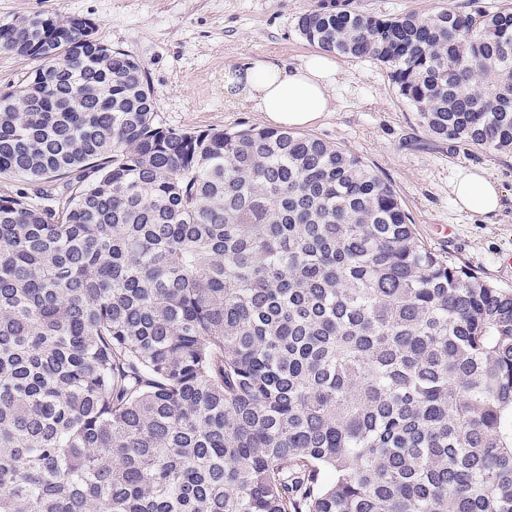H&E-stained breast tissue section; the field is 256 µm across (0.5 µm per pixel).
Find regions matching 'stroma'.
<instances>
[{
  "instance_id": "35a3bbf8",
  "label": "stroma",
  "mask_w": 512,
  "mask_h": 512,
  "mask_svg": "<svg viewBox=\"0 0 512 512\" xmlns=\"http://www.w3.org/2000/svg\"><path fill=\"white\" fill-rule=\"evenodd\" d=\"M318 0H0V24L34 14L78 16L97 25L104 43L143 64L156 110L167 126L185 131L264 127L262 113L224 98V71L266 57L293 62L313 46L297 17ZM360 9L391 17L428 16L467 0H354ZM336 108L307 135L359 156L391 184L423 244L512 289V205L494 220L459 212L448 182L462 167L480 166L512 196V155L456 149L432 137L416 110L397 94L384 67L342 57Z\"/></svg>"
}]
</instances>
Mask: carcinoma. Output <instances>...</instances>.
Instances as JSON below:
<instances>
[{
    "instance_id": "cac0c4a2",
    "label": "carcinoma",
    "mask_w": 512,
    "mask_h": 512,
    "mask_svg": "<svg viewBox=\"0 0 512 512\" xmlns=\"http://www.w3.org/2000/svg\"><path fill=\"white\" fill-rule=\"evenodd\" d=\"M296 27L512 154L511 6ZM84 30L0 25L42 62L0 97V512H512V289L336 144L167 126Z\"/></svg>"
}]
</instances>
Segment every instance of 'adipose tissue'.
Listing matches in <instances>:
<instances>
[{
	"mask_svg": "<svg viewBox=\"0 0 512 512\" xmlns=\"http://www.w3.org/2000/svg\"><path fill=\"white\" fill-rule=\"evenodd\" d=\"M339 68L326 52L288 64L267 58H250L224 71V97L246 103L264 115L273 127L305 128L333 111ZM459 211L487 218L501 213L506 194L483 168L458 170L450 181Z\"/></svg>",
	"mask_w": 512,
	"mask_h": 512,
	"instance_id": "ef3b65f1",
	"label": "adipose tissue"
}]
</instances>
